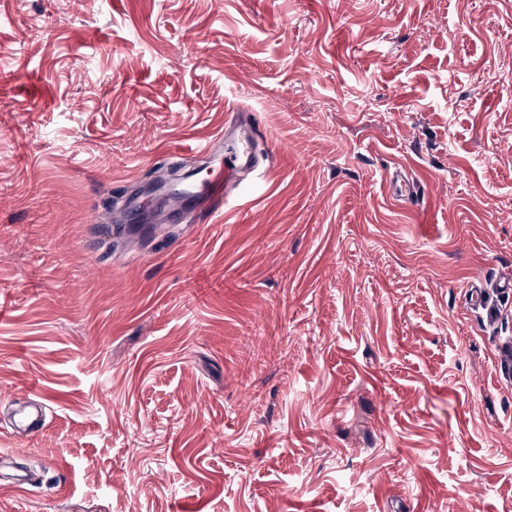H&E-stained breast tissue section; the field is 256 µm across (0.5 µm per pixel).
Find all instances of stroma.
I'll return each instance as SVG.
<instances>
[{"label": "stroma", "mask_w": 512, "mask_h": 512, "mask_svg": "<svg viewBox=\"0 0 512 512\" xmlns=\"http://www.w3.org/2000/svg\"><path fill=\"white\" fill-rule=\"evenodd\" d=\"M511 58L512 0H0V512H512ZM239 104L223 216L110 222ZM21 399L23 401L15 415V428L20 438L32 437L44 430L45 419L43 409L35 399V393L32 391L25 393Z\"/></svg>", "instance_id": "stroma-1"}]
</instances>
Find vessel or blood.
Listing matches in <instances>:
<instances>
[{
	"mask_svg": "<svg viewBox=\"0 0 512 512\" xmlns=\"http://www.w3.org/2000/svg\"><path fill=\"white\" fill-rule=\"evenodd\" d=\"M198 151L216 159L217 164L208 169L206 178L191 182L187 194L196 209L210 215L223 212L229 189L237 186L242 175L257 172L266 159L253 139V115L241 105L226 114L223 136L199 146ZM15 418L20 437L43 431V409L34 393H25Z\"/></svg>",
	"mask_w": 512,
	"mask_h": 512,
	"instance_id": "vessel-or-blood-1",
	"label": "vessel or blood"
}]
</instances>
